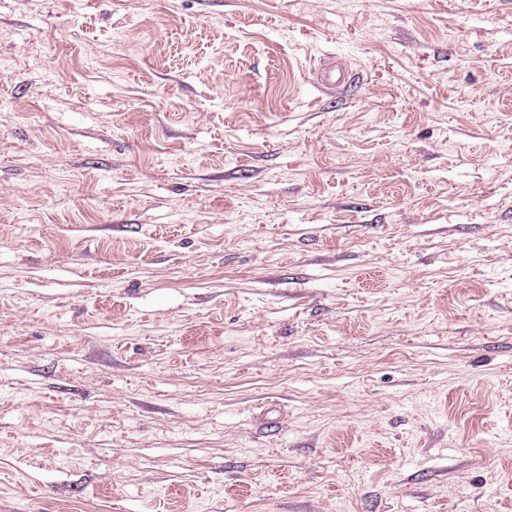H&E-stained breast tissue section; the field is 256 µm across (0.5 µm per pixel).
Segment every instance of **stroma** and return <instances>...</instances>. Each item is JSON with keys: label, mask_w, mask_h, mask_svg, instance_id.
<instances>
[{"label": "stroma", "mask_w": 512, "mask_h": 512, "mask_svg": "<svg viewBox=\"0 0 512 512\" xmlns=\"http://www.w3.org/2000/svg\"><path fill=\"white\" fill-rule=\"evenodd\" d=\"M0 512H512V5L0 0ZM325 89L336 90L351 80L350 71L341 63L332 62L323 67L317 76Z\"/></svg>", "instance_id": "35a3bbf8"}]
</instances>
